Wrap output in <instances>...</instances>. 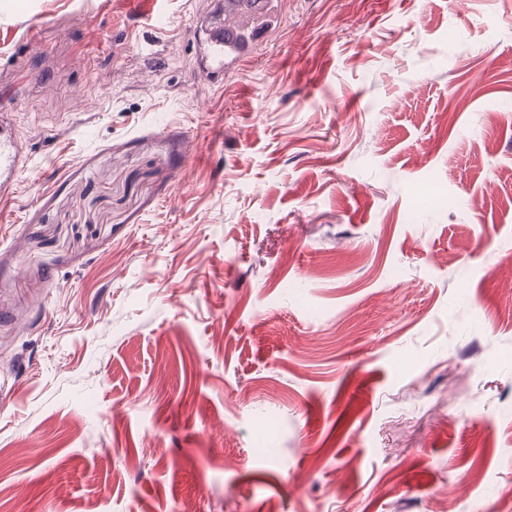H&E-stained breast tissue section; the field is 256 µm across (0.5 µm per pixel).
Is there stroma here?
I'll return each instance as SVG.
<instances>
[{"mask_svg":"<svg viewBox=\"0 0 512 512\" xmlns=\"http://www.w3.org/2000/svg\"><path fill=\"white\" fill-rule=\"evenodd\" d=\"M206 2L0 0V512H512V0ZM243 0H210L199 23L201 59L198 74L210 85L224 83V76L252 56L276 19L271 2L263 11L249 9ZM18 145L6 134H0V190H6L24 168Z\"/></svg>","mask_w":512,"mask_h":512,"instance_id":"1","label":"stroma"}]
</instances>
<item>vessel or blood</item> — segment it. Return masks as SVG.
<instances>
[{"mask_svg":"<svg viewBox=\"0 0 512 512\" xmlns=\"http://www.w3.org/2000/svg\"><path fill=\"white\" fill-rule=\"evenodd\" d=\"M275 18L273 9L256 12L244 0H209L199 23V76L209 84H223L225 75L266 40ZM23 167L18 145L10 136L0 134L1 191L13 184Z\"/></svg>","mask_w":512,"mask_h":512,"instance_id":"obj_1","label":"vessel or blood"}]
</instances>
